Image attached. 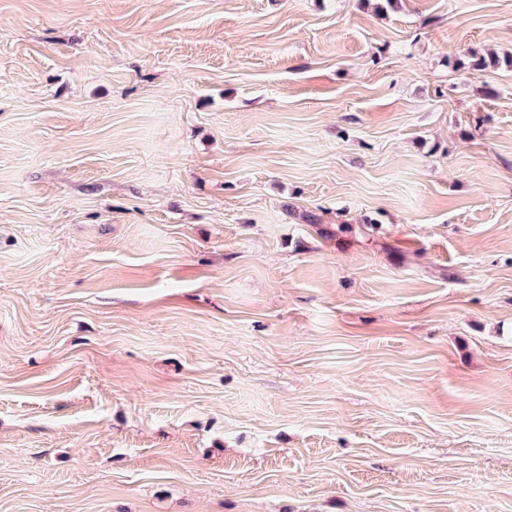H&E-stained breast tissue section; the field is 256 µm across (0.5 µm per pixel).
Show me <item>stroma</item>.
<instances>
[{"mask_svg":"<svg viewBox=\"0 0 512 512\" xmlns=\"http://www.w3.org/2000/svg\"><path fill=\"white\" fill-rule=\"evenodd\" d=\"M512 0H0V512H512Z\"/></svg>","mask_w":512,"mask_h":512,"instance_id":"stroma-1","label":"stroma"}]
</instances>
